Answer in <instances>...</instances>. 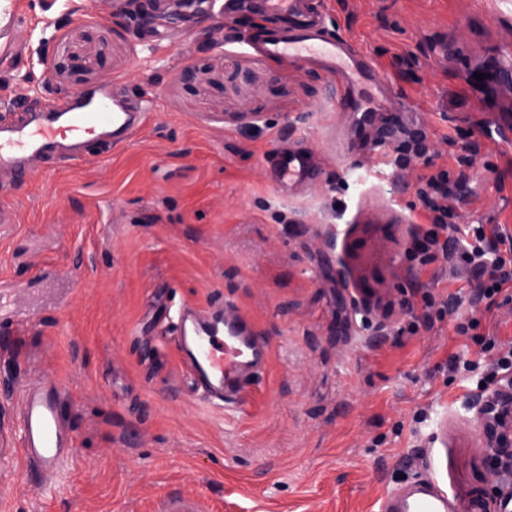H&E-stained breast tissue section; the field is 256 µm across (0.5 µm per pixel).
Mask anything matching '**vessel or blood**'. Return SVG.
Here are the masks:
<instances>
[{
  "instance_id": "1",
  "label": "vessel or blood",
  "mask_w": 512,
  "mask_h": 512,
  "mask_svg": "<svg viewBox=\"0 0 512 512\" xmlns=\"http://www.w3.org/2000/svg\"><path fill=\"white\" fill-rule=\"evenodd\" d=\"M244 8L285 18L284 27L255 50L265 59L318 63L339 91L342 109L357 104V86L368 83L382 98L377 68L350 40L328 35L309 12L306 0H225L224 12ZM150 103L121 94L116 80L79 90L65 101L38 109L0 113V175L16 173L25 160H68L90 143L119 147L144 120ZM308 155H297L281 169L278 183L306 180ZM178 337L197 390L213 404L238 408L250 370L263 356L259 336L239 311L214 309L182 312L171 325ZM58 384L34 380L20 390L21 431L17 439L0 442V473L23 462L44 476H55L73 457V439L62 415ZM380 512H460L459 503L431 478L419 477L403 488L388 489Z\"/></svg>"
}]
</instances>
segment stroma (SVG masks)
<instances>
[{"instance_id":"1","label":"stroma","mask_w":512,"mask_h":512,"mask_svg":"<svg viewBox=\"0 0 512 512\" xmlns=\"http://www.w3.org/2000/svg\"><path fill=\"white\" fill-rule=\"evenodd\" d=\"M150 2L0 8V107L112 77L151 103L125 146L0 192L18 215L0 224V427L18 435L26 379L57 381L77 442L52 482L18 465L0 512H157L173 495L204 512H378L422 474L499 512L475 339L512 337V302L471 306L472 270L407 248L428 161L462 182L460 227L512 232V155L496 148L512 135V0H322L329 35L400 105L363 133L318 67L219 43L204 11L143 23ZM389 123L425 132L426 158L395 165L377 142ZM284 148L311 157L309 183L277 184ZM428 291L457 294L455 315L425 323ZM187 305L237 307L263 339L241 411L203 401L162 334Z\"/></svg>"}]
</instances>
